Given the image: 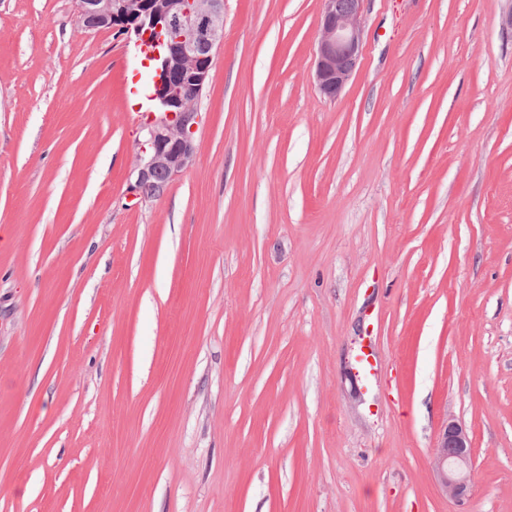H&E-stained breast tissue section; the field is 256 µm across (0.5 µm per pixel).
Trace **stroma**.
I'll return each instance as SVG.
<instances>
[{"mask_svg": "<svg viewBox=\"0 0 512 512\" xmlns=\"http://www.w3.org/2000/svg\"><path fill=\"white\" fill-rule=\"evenodd\" d=\"M322 8L224 0L136 198L135 37L0 0V512H512V0H365L333 99ZM466 430L455 422L441 430L432 453V470L442 490L453 499H462L472 487L473 459Z\"/></svg>", "mask_w": 512, "mask_h": 512, "instance_id": "1", "label": "stroma"}]
</instances>
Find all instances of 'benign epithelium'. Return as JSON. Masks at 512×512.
Wrapping results in <instances>:
<instances>
[{"mask_svg":"<svg viewBox=\"0 0 512 512\" xmlns=\"http://www.w3.org/2000/svg\"><path fill=\"white\" fill-rule=\"evenodd\" d=\"M364 0H323L314 79L319 92L337 97L353 75L362 52ZM85 30L134 36L156 62L150 100L155 111L146 124L149 152L138 159L130 193L158 197L195 158L200 123L197 99L206 86L213 52L224 42V0H77ZM432 470L442 490L463 498L472 487L473 459L466 430L455 422L441 430Z\"/></svg>","mask_w":512,"mask_h":512,"instance_id":"benign-epithelium-1","label":"benign epithelium"}]
</instances>
